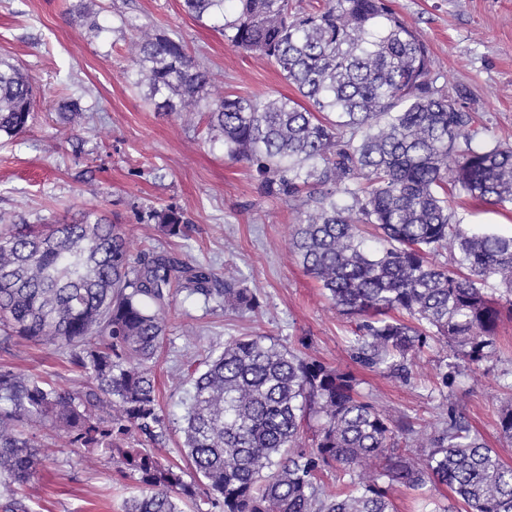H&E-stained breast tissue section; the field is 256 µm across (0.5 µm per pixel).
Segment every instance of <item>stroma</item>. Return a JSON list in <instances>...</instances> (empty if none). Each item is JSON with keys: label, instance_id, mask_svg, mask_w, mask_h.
Instances as JSON below:
<instances>
[{"label": "stroma", "instance_id": "stroma-1", "mask_svg": "<svg viewBox=\"0 0 512 512\" xmlns=\"http://www.w3.org/2000/svg\"><path fill=\"white\" fill-rule=\"evenodd\" d=\"M111 31L89 38L68 13L69 0H0V56L13 58L36 87L35 119L25 133L0 142V214L28 222L79 219L95 212L123 225L133 252L185 254L219 280L252 291L258 311L240 313L179 293L167 323L156 377L167 425L161 451L181 457L187 363L238 336H271L324 363L353 370L381 411L421 433L442 428L449 412L468 422L512 464V442L497 433L498 411L512 396V321L499 329L500 351L479 367L448 368V349L415 356L409 378L355 365L354 322L331 308L291 249L300 203L265 194L247 164L229 159L203 119L188 124L156 112L145 87L132 86L133 26L179 34L211 72V97L296 96L265 58L233 48L213 22H198L183 0H93ZM425 42L438 86L484 127L482 145L512 144V0H392ZM79 94L88 108L70 130L54 106ZM172 206L189 221L186 237L166 235L155 210ZM455 219L470 228L512 233V216L466 200ZM0 363L22 373H49L65 387L83 378L65 355L22 342L0 350ZM133 479L111 457L69 450L40 468L25 492L35 512H121ZM398 512H463L449 490L394 488Z\"/></svg>", "mask_w": 512, "mask_h": 512}]
</instances>
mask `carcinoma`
Listing matches in <instances>:
<instances>
[{"mask_svg":"<svg viewBox=\"0 0 512 512\" xmlns=\"http://www.w3.org/2000/svg\"><path fill=\"white\" fill-rule=\"evenodd\" d=\"M196 20L257 52L308 105L286 95H226L208 104L209 130L231 158L255 168L269 193L306 192L294 254L336 310L356 322L353 359L410 375L435 342L478 365L497 355L512 320V235L453 221L463 197L512 210V144L475 146L472 117L436 87L428 50L389 0H325L302 12L290 0H184ZM130 83L155 111L190 123L210 85L181 37L136 30ZM34 83L0 59V139L29 126ZM82 97L58 114L84 118ZM171 237L188 221L156 212ZM448 251L452 267L436 263ZM494 282L503 294L493 297ZM213 270L167 252L130 250L121 225L87 213L72 224L0 218V348L16 340L61 350L84 376L67 388L0 366V512H34L23 493L60 448H101L136 476L124 512H396L394 486L449 489L465 512H512V465L457 417L433 435L381 412L349 370L271 336L236 337L188 364L180 427L195 479L148 447L167 431L154 368L166 316L186 291L243 312L245 288L216 287ZM512 440V400L498 416ZM425 445L416 460L398 448ZM349 476L329 490L323 474Z\"/></svg>","mask_w":512,"mask_h":512,"instance_id":"carcinoma-1","label":"carcinoma"}]
</instances>
